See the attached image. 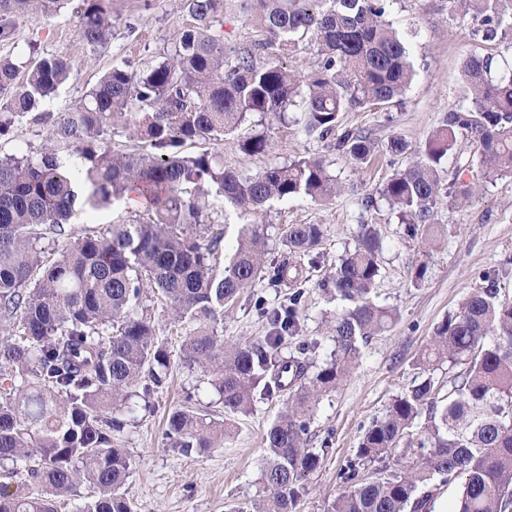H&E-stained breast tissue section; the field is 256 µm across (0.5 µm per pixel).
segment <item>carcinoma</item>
<instances>
[{"instance_id": "carcinoma-1", "label": "carcinoma", "mask_w": 512, "mask_h": 512, "mask_svg": "<svg viewBox=\"0 0 512 512\" xmlns=\"http://www.w3.org/2000/svg\"><path fill=\"white\" fill-rule=\"evenodd\" d=\"M456 17L487 46L463 62L469 103L427 138L420 155L381 190L405 232L434 241L442 227L431 213L443 190L471 202L486 184L512 176V0H452ZM70 0H0V43L21 19H47ZM189 23L168 39L162 60L134 70L114 66L78 103L43 112L72 71L70 59L42 56L24 65L0 56V138L34 130L41 145L0 157V512H58L86 481L77 512H132L121 492L132 470L112 433L129 390L150 398L167 380L170 355L158 341L146 290L163 299L173 320L189 327L183 360L206 373L225 418L207 419L186 404L167 419L169 447L201 452L232 434L231 417L254 397H286L264 437L255 512H295L304 479L324 453L309 447L321 396L356 368L361 346L395 321L371 296L380 276L383 238L361 224L353 250L319 282L345 301L330 324V359L311 371L319 343L279 352L300 330L306 267L315 264L320 224H290L283 255L264 264L263 213L275 202L325 204L342 185L321 156L266 165L245 174L204 148L239 134L248 156L271 151L268 118L316 133L350 163L365 166L379 145L359 130H340V114L400 100L416 72L410 39L386 19L387 0H240L261 38L232 49L214 31L224 0H183ZM77 36L91 54L114 36L108 0H81ZM317 62L308 73L279 63L304 39ZM259 120H253V116ZM474 147L444 185L442 163L459 140ZM83 180V199L76 181ZM148 203L126 224L75 231L71 221L129 199ZM222 201L243 221L224 268L216 266L224 235L209 234L205 216ZM53 237L54 251L43 240ZM290 288L288 303L261 308L269 330L226 342L216 325L224 308L261 279ZM497 279L467 296L436 327L418 358L421 379L397 395L365 431L340 471L346 490L327 512H432L445 488L460 494L452 512H512V301ZM462 369L448 384L443 363ZM448 394H442L443 388ZM425 418L423 430L412 431ZM14 481L29 491L12 492Z\"/></svg>"}]
</instances>
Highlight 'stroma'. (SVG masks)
Segmentation results:
<instances>
[{
	"instance_id": "stroma-1",
	"label": "stroma",
	"mask_w": 512,
	"mask_h": 512,
	"mask_svg": "<svg viewBox=\"0 0 512 512\" xmlns=\"http://www.w3.org/2000/svg\"><path fill=\"white\" fill-rule=\"evenodd\" d=\"M111 8L115 35L96 56H89L79 41L77 16L70 8L46 20L19 23L13 42L0 45L1 55L23 58L35 51L73 61L68 82L45 104V111L58 112L73 105L99 74L112 66L139 68L153 62L170 34L188 21L181 0H112ZM387 12L399 29L419 32L411 45L418 76L402 102L385 110L343 113L341 125L364 131L380 144L397 136L416 148L449 111L467 104L461 65L466 57L480 52L481 44L457 22L449 0H388ZM270 134L273 149L266 156L245 155L233 134L225 135L216 148L223 154L225 166L243 173L318 154L330 161L333 174L344 186L327 204L302 199L278 202L265 218L272 258L282 252L280 236L286 225L323 227L318 263L308 272L299 310L301 338L320 343L312 355L314 365H322L333 349L329 321L341 307L323 293L319 281L344 251L353 247L358 225H378L385 240L374 299L393 309L396 321L363 347L357 368L335 393L321 399L311 425V444L324 447L325 454L320 467L307 477L296 512H327L329 503L343 490L337 477L340 468L354 458L372 420L413 385L419 375L415 360L435 327L482 286L483 275H498L502 296L512 299V177L488 185L462 207L440 199L434 220L444 226L445 233L429 245L422 238L408 237L381 197L383 186L405 167L406 158L382 151L366 169L359 170L295 124L273 123ZM421 265L426 273L419 280L415 273ZM287 296V289L257 280L237 303L225 309L217 326L219 335L241 341L265 335L268 326L255 308L256 301L272 308ZM153 312L158 339L171 356L170 379L149 404L133 398V413L113 435L115 444L126 448L133 459L122 491L134 512H228L233 505L249 506L263 497V437L283 401L278 397L255 400L249 414L235 416L234 433L222 447L187 456L168 448L167 416L185 397H192L197 407L215 419L223 417L224 408L202 369L182 360L185 328L171 324L161 305H154Z\"/></svg>"
}]
</instances>
